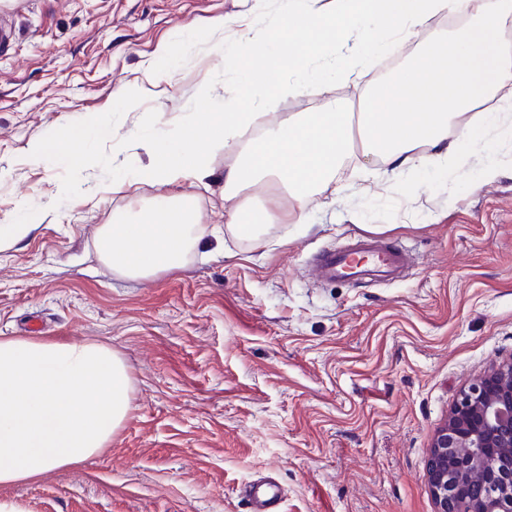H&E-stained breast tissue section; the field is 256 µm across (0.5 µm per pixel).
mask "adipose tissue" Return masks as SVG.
<instances>
[{
    "label": "adipose tissue",
    "instance_id": "obj_1",
    "mask_svg": "<svg viewBox=\"0 0 512 512\" xmlns=\"http://www.w3.org/2000/svg\"><path fill=\"white\" fill-rule=\"evenodd\" d=\"M447 13L464 15L465 24L438 32L367 94L359 114L331 105L270 121L281 99L329 75L356 80ZM511 21L512 0H282L280 21L265 29L263 41L206 34L201 39L211 51L244 73L238 95L220 112L181 111L162 142L135 130L118 141L121 150L142 143L149 160L138 178L174 192L135 219L104 226L99 259L136 280L180 268L191 251L218 238L182 187L210 178L222 152L236 156L224 169V221L243 236L266 224L307 223L324 190L340 196L345 187L332 177L352 151L354 127L363 156L388 163L401 194L415 193L430 168L473 174L477 188L492 182L500 148L512 142V43L502 37ZM282 45L290 48L296 80L268 73L269 50ZM270 181L287 185V208L244 198L245 190ZM129 391L127 368L107 345L0 338V485L35 480L107 447L131 410Z\"/></svg>",
    "mask_w": 512,
    "mask_h": 512
}]
</instances>
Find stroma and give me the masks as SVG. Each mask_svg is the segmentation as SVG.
Segmentation results:
<instances>
[{"label": "stroma", "instance_id": "35a3bbf8", "mask_svg": "<svg viewBox=\"0 0 512 512\" xmlns=\"http://www.w3.org/2000/svg\"><path fill=\"white\" fill-rule=\"evenodd\" d=\"M280 0H20L0 9V225L28 233L0 246V336L112 347L131 379V412L82 463L0 485V512H252V481L276 482L275 512H436L431 441L460 391L512 357V166L474 188L435 169L407 200L382 181L349 183L308 223L271 224L252 239L225 232L182 268L147 279L98 258L100 228L167 192L135 183L143 159L117 155L129 130L164 136L155 113L207 111L239 70L197 48L153 81L162 47L209 32L227 14ZM372 79L331 82L283 101L285 119L327 103L358 111ZM138 86L135 106L119 94ZM106 122L80 151L96 164L76 194L57 158L27 161L56 126ZM225 156L206 186H186L200 219L224 221ZM74 181V180H73ZM359 237L401 246L403 276L320 283L315 254Z\"/></svg>", "mask_w": 512, "mask_h": 512}]
</instances>
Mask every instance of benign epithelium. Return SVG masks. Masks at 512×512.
<instances>
[{
	"label": "benign epithelium",
	"instance_id": "1",
	"mask_svg": "<svg viewBox=\"0 0 512 512\" xmlns=\"http://www.w3.org/2000/svg\"><path fill=\"white\" fill-rule=\"evenodd\" d=\"M427 477L437 512H512V359L460 393Z\"/></svg>",
	"mask_w": 512,
	"mask_h": 512
}]
</instances>
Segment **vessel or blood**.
Segmentation results:
<instances>
[{
	"instance_id": "vessel-or-blood-1",
	"label": "vessel or blood",
	"mask_w": 512,
	"mask_h": 512,
	"mask_svg": "<svg viewBox=\"0 0 512 512\" xmlns=\"http://www.w3.org/2000/svg\"><path fill=\"white\" fill-rule=\"evenodd\" d=\"M402 249L377 241L358 240L351 247L323 252L316 263L322 279L357 280L369 274L396 276L407 264ZM278 498V488L270 480L260 479L250 487L254 512H268Z\"/></svg>"
}]
</instances>
